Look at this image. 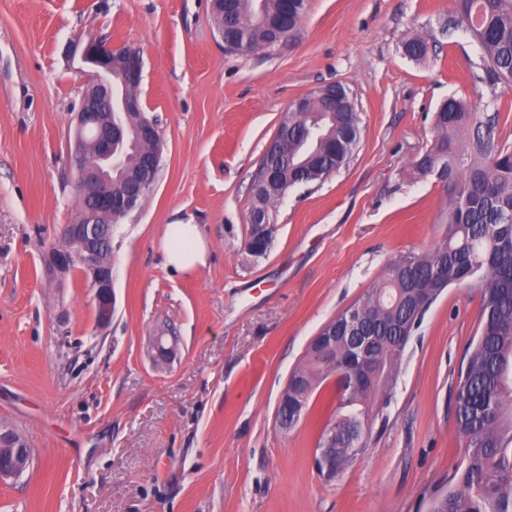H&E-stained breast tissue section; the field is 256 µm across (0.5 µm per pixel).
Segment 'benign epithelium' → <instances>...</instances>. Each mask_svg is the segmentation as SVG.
I'll use <instances>...</instances> for the list:
<instances>
[{"label": "benign epithelium", "instance_id": "7a95c632", "mask_svg": "<svg viewBox=\"0 0 512 512\" xmlns=\"http://www.w3.org/2000/svg\"><path fill=\"white\" fill-rule=\"evenodd\" d=\"M281 24L283 37L276 42L280 47L292 40L298 27V16L292 11L284 13ZM71 55L80 56L87 69L81 70L91 91L84 94L77 112L76 136L71 152V164L77 180L76 191L86 206V215L79 223L63 225L61 244L48 249L44 257V277L55 280L78 267L94 290L97 322L109 323L115 310L112 262L103 257L100 245L99 224L112 223L125 218L138 208V196L112 193V169L121 164L117 147L125 138V127L120 115L140 112L142 106L137 96L125 94L117 105H112V59L123 57V83L135 88L142 81L143 60L134 47L116 48L112 43L96 37L78 38L70 43ZM91 126L99 129V142L87 143L82 131ZM360 356L358 370L348 373V381L358 387L368 374L370 358L365 347H357ZM0 445L10 448H27L29 442L10 428H0Z\"/></svg>", "mask_w": 512, "mask_h": 512}]
</instances>
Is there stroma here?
Here are the masks:
<instances>
[{"instance_id": "obj_1", "label": "stroma", "mask_w": 512, "mask_h": 512, "mask_svg": "<svg viewBox=\"0 0 512 512\" xmlns=\"http://www.w3.org/2000/svg\"><path fill=\"white\" fill-rule=\"evenodd\" d=\"M94 35L138 48L140 102L163 153L141 206L112 231L117 304L99 325L80 273L43 256L79 210L68 163L84 80L63 48ZM412 39L428 51L413 58ZM482 51L453 0H308L279 49L230 52L211 0H0V425L34 465L0 481V512H429L463 459L454 386L480 296L446 289L399 364L365 454L333 480L313 452L336 401L325 382L291 432L275 422L321 327L398 255L442 239L448 195L420 175L450 98L497 113ZM342 84L361 113L350 163L281 201L265 257L245 250L257 164L289 105ZM200 225L205 267L164 265L166 225ZM174 337L153 360L157 333Z\"/></svg>"}]
</instances>
